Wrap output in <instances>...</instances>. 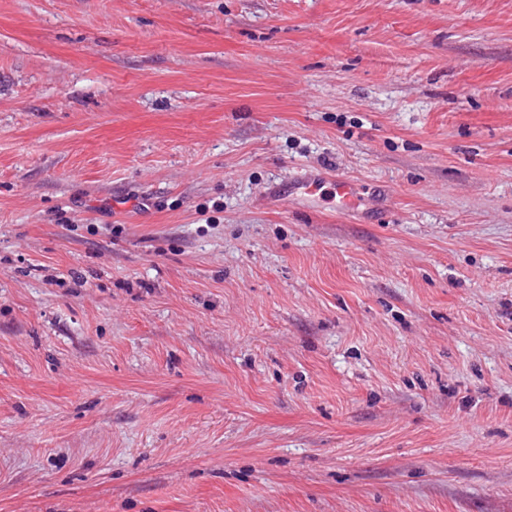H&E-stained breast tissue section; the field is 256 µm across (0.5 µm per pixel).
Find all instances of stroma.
<instances>
[{"label":"stroma","instance_id":"35a3bbf8","mask_svg":"<svg viewBox=\"0 0 512 512\" xmlns=\"http://www.w3.org/2000/svg\"><path fill=\"white\" fill-rule=\"evenodd\" d=\"M0 512H512V0H0ZM326 185L330 186L326 188L330 191L329 203L337 212L352 213L359 209L361 203L359 188L348 178H330L306 172L289 181L288 192L305 207L319 209Z\"/></svg>","mask_w":512,"mask_h":512}]
</instances>
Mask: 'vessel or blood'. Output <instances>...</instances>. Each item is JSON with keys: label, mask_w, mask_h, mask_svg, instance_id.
<instances>
[{"label": "vessel or blood", "mask_w": 512, "mask_h": 512, "mask_svg": "<svg viewBox=\"0 0 512 512\" xmlns=\"http://www.w3.org/2000/svg\"><path fill=\"white\" fill-rule=\"evenodd\" d=\"M288 190L295 200L310 209L320 208L322 200L326 199L336 211L352 213L361 203L358 186L342 177L327 178L307 172L293 177Z\"/></svg>", "instance_id": "vessel-or-blood-1"}]
</instances>
